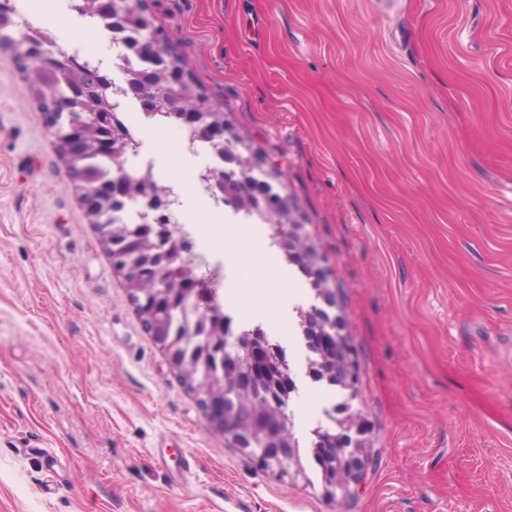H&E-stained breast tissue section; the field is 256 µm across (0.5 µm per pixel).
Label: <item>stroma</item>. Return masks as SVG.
<instances>
[{
	"mask_svg": "<svg viewBox=\"0 0 512 512\" xmlns=\"http://www.w3.org/2000/svg\"><path fill=\"white\" fill-rule=\"evenodd\" d=\"M334 274L362 483L281 480L215 431L151 342L0 42V512H512V0H150ZM220 264L250 225L194 206ZM288 411L299 441L339 402ZM164 452L158 465L156 452ZM69 459L59 477L45 454ZM53 493H46V485Z\"/></svg>",
	"mask_w": 512,
	"mask_h": 512,
	"instance_id": "stroma-1",
	"label": "stroma"
}]
</instances>
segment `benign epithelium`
<instances>
[{
	"label": "benign epithelium",
	"instance_id": "1",
	"mask_svg": "<svg viewBox=\"0 0 512 512\" xmlns=\"http://www.w3.org/2000/svg\"><path fill=\"white\" fill-rule=\"evenodd\" d=\"M147 0H100L102 18L109 23H118L129 9H134L146 21L152 19L146 6ZM20 43L25 45L20 63L23 74L31 77L37 73L63 69L72 76V81L62 87L44 85L34 92L33 107L46 126L56 130L63 117H68V138L60 144L59 152L65 160L71 177L80 188L83 205L92 220H97L99 210L106 206L116 211L126 208L128 203L127 183L133 182L132 173L122 167L128 148V138L112 123V110L102 106L100 112H76L74 104L96 95L104 98L113 82L106 78L100 69L85 70L84 65L65 55L59 48L50 47L36 39L29 32L21 34ZM168 78L173 82L188 83V76H174L158 64L147 72L136 74L126 83L127 95L139 100L141 111L152 121L155 118V102L149 97L148 87L158 78ZM168 119L178 126L192 129L196 136L208 139L219 145L236 142V131L226 119L214 120L195 112L189 104H181L179 111L172 112ZM93 147L98 153L109 156L115 166L113 176L107 180L104 193H89L84 190L85 174L78 165V159ZM229 171L234 173L236 185L224 183L223 169L211 173L210 190L214 196L224 198V194L235 195L251 207L258 204L283 225L281 243L292 259L300 260L312 273L315 296L320 304L300 309L297 317L303 328L325 334L330 344L314 352L310 369L317 370L329 378L332 376L348 386L355 387L356 368L352 357L338 346L344 325L343 316L338 313L336 295L331 287L329 274L323 267V259L315 251L307 230L300 225L293 210H285L284 203H268L264 198L263 185L249 181L251 173H264L274 177L277 168L249 153L245 156L231 151L226 159ZM139 204L145 216L143 229L127 233L113 231L107 234L112 265L125 281L129 298L139 313L147 336L154 345L168 357L172 367L185 378L190 390L195 394L199 408L211 425L231 438L243 449H262L257 460L263 466L270 462L293 464L296 459V442L284 430L281 418L262 419L259 412L246 414L240 409L238 399L250 396L259 384L255 366L274 365L282 374L289 377L286 358L275 356L272 345L258 336L248 335V331L238 329L231 323L221 324L213 320L216 295L201 292L200 278L195 272L184 269L175 278H168L165 272L172 267L183 265L184 254H171L159 248L163 234L171 222L173 201L164 191L145 187L139 193ZM191 301L198 307L206 325V333H224V343L212 341L202 343L191 359L182 353L181 343L170 332L166 316L179 303ZM313 449L320 450L324 461V477L331 486L340 483L346 487L355 486L360 479L362 448L366 447L365 432L361 422H352L341 417L337 430L323 429L312 432Z\"/></svg>",
	"mask_w": 512,
	"mask_h": 512
}]
</instances>
